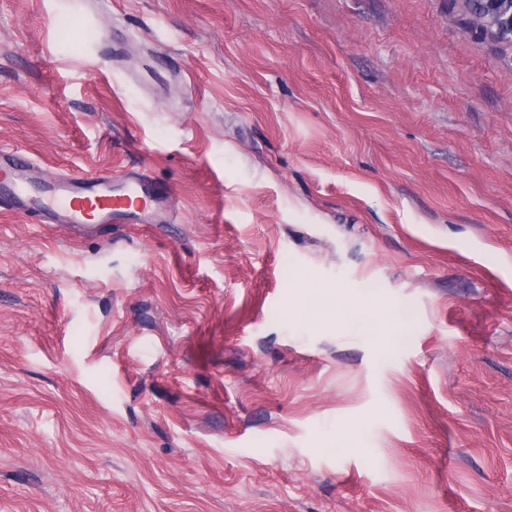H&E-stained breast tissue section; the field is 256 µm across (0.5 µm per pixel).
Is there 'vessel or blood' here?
<instances>
[{
  "label": "vessel or blood",
  "instance_id": "1",
  "mask_svg": "<svg viewBox=\"0 0 512 512\" xmlns=\"http://www.w3.org/2000/svg\"><path fill=\"white\" fill-rule=\"evenodd\" d=\"M0 208L74 227L130 219L171 224L178 214L173 196L144 172L47 177L21 150L0 151Z\"/></svg>",
  "mask_w": 512,
  "mask_h": 512
}]
</instances>
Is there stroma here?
Here are the masks:
<instances>
[{"label": "stroma", "instance_id": "obj_1", "mask_svg": "<svg viewBox=\"0 0 512 512\" xmlns=\"http://www.w3.org/2000/svg\"><path fill=\"white\" fill-rule=\"evenodd\" d=\"M1 147L179 221L0 212V512H512V45L461 0H0Z\"/></svg>", "mask_w": 512, "mask_h": 512}]
</instances>
